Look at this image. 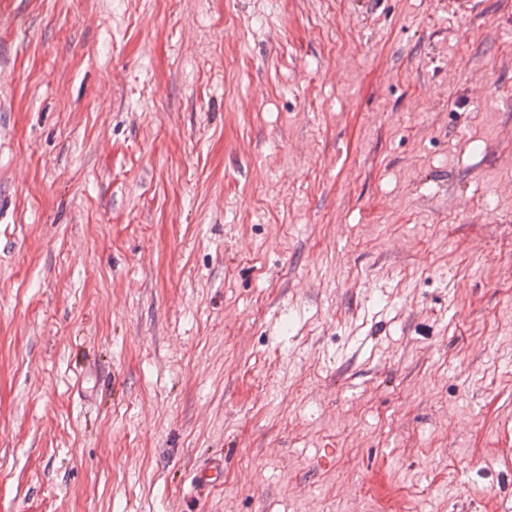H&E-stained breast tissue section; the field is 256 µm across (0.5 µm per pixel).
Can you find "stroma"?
Masks as SVG:
<instances>
[{
    "mask_svg": "<svg viewBox=\"0 0 512 512\" xmlns=\"http://www.w3.org/2000/svg\"><path fill=\"white\" fill-rule=\"evenodd\" d=\"M0 512H512V0H0Z\"/></svg>",
    "mask_w": 512,
    "mask_h": 512,
    "instance_id": "1",
    "label": "stroma"
}]
</instances>
